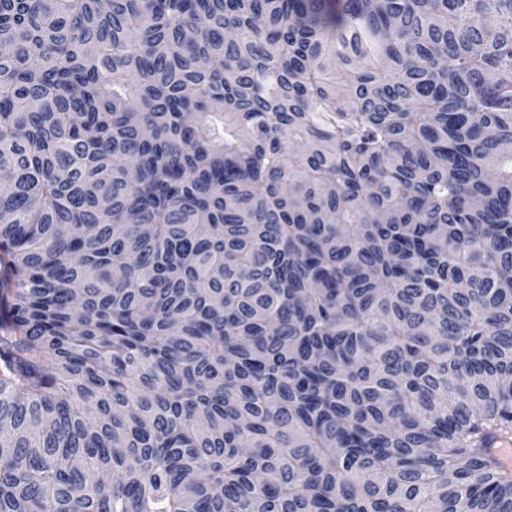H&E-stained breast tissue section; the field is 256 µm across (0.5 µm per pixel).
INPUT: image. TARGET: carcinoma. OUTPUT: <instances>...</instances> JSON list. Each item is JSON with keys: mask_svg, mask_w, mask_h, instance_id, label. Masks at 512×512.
Returning a JSON list of instances; mask_svg holds the SVG:
<instances>
[{"mask_svg": "<svg viewBox=\"0 0 512 512\" xmlns=\"http://www.w3.org/2000/svg\"><path fill=\"white\" fill-rule=\"evenodd\" d=\"M0 44V512H512V0Z\"/></svg>", "mask_w": 512, "mask_h": 512, "instance_id": "1", "label": "carcinoma"}]
</instances>
